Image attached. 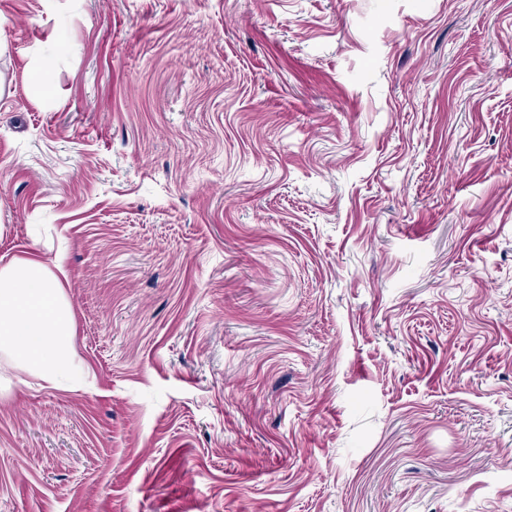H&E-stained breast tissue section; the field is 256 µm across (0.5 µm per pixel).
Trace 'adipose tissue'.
Masks as SVG:
<instances>
[{
    "instance_id": "obj_1",
    "label": "adipose tissue",
    "mask_w": 512,
    "mask_h": 512,
    "mask_svg": "<svg viewBox=\"0 0 512 512\" xmlns=\"http://www.w3.org/2000/svg\"><path fill=\"white\" fill-rule=\"evenodd\" d=\"M63 258L30 256L0 267V353L50 383L74 380L73 313L65 301Z\"/></svg>"
}]
</instances>
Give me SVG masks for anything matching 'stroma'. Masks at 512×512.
<instances>
[{
  "instance_id": "obj_1",
  "label": "stroma",
  "mask_w": 512,
  "mask_h": 512,
  "mask_svg": "<svg viewBox=\"0 0 512 512\" xmlns=\"http://www.w3.org/2000/svg\"><path fill=\"white\" fill-rule=\"evenodd\" d=\"M34 252L0 512H512V0H0ZM60 276L67 278L61 256L52 263L29 256L0 267V353L54 385L78 373L73 313Z\"/></svg>"
}]
</instances>
